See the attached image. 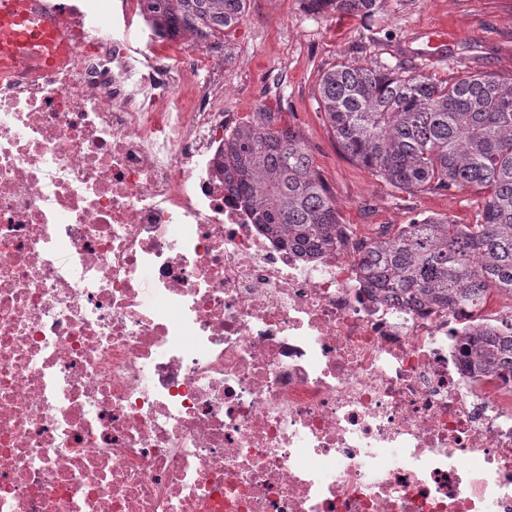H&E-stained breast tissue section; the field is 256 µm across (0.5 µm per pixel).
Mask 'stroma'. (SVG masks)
<instances>
[{
  "instance_id": "35a3bbf8",
  "label": "stroma",
  "mask_w": 512,
  "mask_h": 512,
  "mask_svg": "<svg viewBox=\"0 0 512 512\" xmlns=\"http://www.w3.org/2000/svg\"><path fill=\"white\" fill-rule=\"evenodd\" d=\"M446 44L433 54L431 42ZM224 57L212 70L224 76V109L243 119L276 112L304 138L314 165L336 201L344 224H407L417 214H449L459 224L476 219L479 196L408 195L346 157L327 130L316 102L320 76L332 66L375 61L421 67L436 80L484 70L512 75V0H385L371 20L325 11L306 0H247L244 21L219 36ZM457 71H449V60Z\"/></svg>"
}]
</instances>
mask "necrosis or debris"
<instances>
[{
	"label": "necrosis or debris",
	"mask_w": 512,
	"mask_h": 512,
	"mask_svg": "<svg viewBox=\"0 0 512 512\" xmlns=\"http://www.w3.org/2000/svg\"><path fill=\"white\" fill-rule=\"evenodd\" d=\"M212 61L144 0L0 23V512H512V375L458 345L512 302L409 307L358 229L264 235Z\"/></svg>",
	"instance_id": "4bbe7bcc"
}]
</instances>
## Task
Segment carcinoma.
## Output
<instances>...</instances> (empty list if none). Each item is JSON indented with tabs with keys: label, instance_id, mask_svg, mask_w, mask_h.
<instances>
[{
	"label": "carcinoma",
	"instance_id": "obj_1",
	"mask_svg": "<svg viewBox=\"0 0 512 512\" xmlns=\"http://www.w3.org/2000/svg\"><path fill=\"white\" fill-rule=\"evenodd\" d=\"M161 29L210 36L238 27L247 0H146ZM314 13L372 17L382 0H307ZM324 124L342 151L409 194H482L473 224L445 215L401 224L364 245L361 271L382 299L480 310L493 291L512 294V77L476 71L438 83L401 63L356 61L322 73ZM227 186L266 234L312 257L335 244L333 196L298 132L271 112L224 136ZM468 370L512 374V324L463 337Z\"/></svg>",
	"mask_w": 512,
	"mask_h": 512
}]
</instances>
